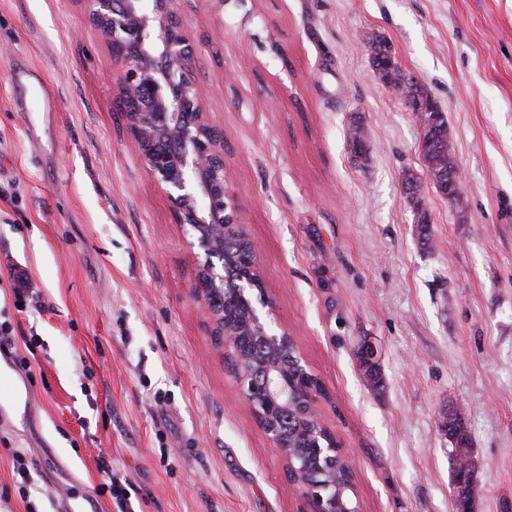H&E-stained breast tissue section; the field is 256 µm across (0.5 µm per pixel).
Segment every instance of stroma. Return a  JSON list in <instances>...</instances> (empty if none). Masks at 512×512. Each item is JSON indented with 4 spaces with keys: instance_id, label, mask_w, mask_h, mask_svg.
<instances>
[{
    "instance_id": "1",
    "label": "stroma",
    "mask_w": 512,
    "mask_h": 512,
    "mask_svg": "<svg viewBox=\"0 0 512 512\" xmlns=\"http://www.w3.org/2000/svg\"><path fill=\"white\" fill-rule=\"evenodd\" d=\"M176 8L277 322L325 391L362 512H456L441 428L455 409L473 512H512V0ZM375 35L448 118L461 179L456 200L426 191V245L403 186L426 174L419 127L371 62ZM118 67L80 0H0V323L31 364L15 372L27 401L0 405V512H69L73 496L116 512L102 456L131 512H304L190 296V238L130 144Z\"/></svg>"
}]
</instances>
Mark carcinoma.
<instances>
[{
	"label": "carcinoma",
	"instance_id": "1",
	"mask_svg": "<svg viewBox=\"0 0 512 512\" xmlns=\"http://www.w3.org/2000/svg\"><path fill=\"white\" fill-rule=\"evenodd\" d=\"M370 49L373 65L382 80L386 83L398 80L391 61L390 47L384 43V40L378 37L370 40ZM401 94L404 95L412 112L417 114L426 107L430 109V115L435 117L433 122L420 125L421 154L435 191L450 200L456 199L458 191L449 188L448 179L443 177V174H448L457 168L455 153L449 145L448 121L445 113L424 86L411 75L408 76ZM403 184L407 198L413 203L414 208L420 211L417 233L427 244L431 240V233L428 217L421 211L424 190L422 178L411 173L405 177ZM224 314L228 316L229 321L236 324L243 325L246 322L243 308L230 293L224 294ZM444 431L448 437L455 440V448L451 456L454 464L456 502L470 508L473 499V471L468 463L470 453L468 438L458 414L448 415Z\"/></svg>",
	"mask_w": 512,
	"mask_h": 512
}]
</instances>
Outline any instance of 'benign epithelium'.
I'll use <instances>...</instances> for the list:
<instances>
[{
    "instance_id": "benign-epithelium-1",
    "label": "benign epithelium",
    "mask_w": 512,
    "mask_h": 512,
    "mask_svg": "<svg viewBox=\"0 0 512 512\" xmlns=\"http://www.w3.org/2000/svg\"><path fill=\"white\" fill-rule=\"evenodd\" d=\"M177 0H82L91 28L121 62L111 75L119 101L127 106L126 128L142 164L173 206L176 223L192 241L197 273L190 292L212 335L236 361L234 375L246 404L272 447L278 449L305 512H360L346 507L323 460L336 459V439L321 420L322 386L298 391L295 376L307 371L288 332L278 329L275 312L258 271V250L239 221L224 174V137L216 135L204 111L205 91L190 80L189 32ZM244 243L250 274L236 279L231 292L247 306V327L264 359L242 354L240 330L224 320L215 295L224 294V244ZM293 413L296 432L309 446L293 453L283 418Z\"/></svg>"
}]
</instances>
